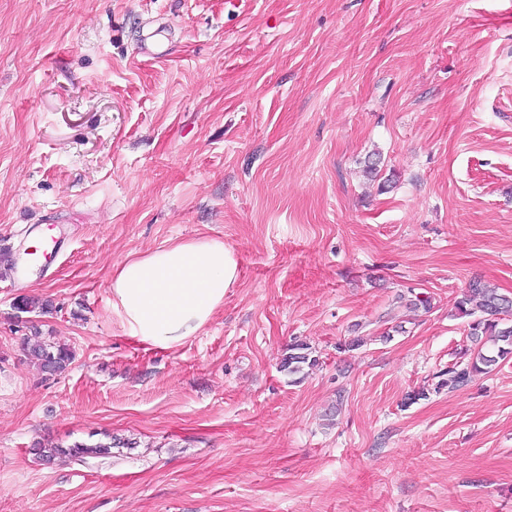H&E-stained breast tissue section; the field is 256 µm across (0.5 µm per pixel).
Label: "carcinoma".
Instances as JSON below:
<instances>
[{
	"label": "carcinoma",
	"mask_w": 512,
	"mask_h": 512,
	"mask_svg": "<svg viewBox=\"0 0 512 512\" xmlns=\"http://www.w3.org/2000/svg\"><path fill=\"white\" fill-rule=\"evenodd\" d=\"M13 308L19 313H33L50 308V303L37 298L20 297ZM457 315L470 317L469 335L477 340L489 336L497 345V350L486 354L477 352L466 364L455 363L444 372L446 379L438 383L437 388L446 387L456 390L468 385L479 374H487L499 360L512 354V301L499 295L496 289L480 280L469 283L467 294L456 301ZM29 334L23 337L28 355L37 362L44 371L61 373L74 361L75 353L70 346L60 344L43 335L40 328L33 324L28 327ZM310 363L306 347L294 344L282 359V368L290 375H296L303 365ZM137 441L133 438H117L108 436L104 440L92 443L75 442L68 446L59 444H40L34 451L39 458L52 461L70 459L87 462L90 459L112 456V449H134Z\"/></svg>",
	"instance_id": "obj_1"
}]
</instances>
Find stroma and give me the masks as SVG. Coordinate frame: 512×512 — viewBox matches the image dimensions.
Wrapping results in <instances>:
<instances>
[{"label":"stroma","instance_id":"stroma-1","mask_svg":"<svg viewBox=\"0 0 512 512\" xmlns=\"http://www.w3.org/2000/svg\"><path fill=\"white\" fill-rule=\"evenodd\" d=\"M201 238L236 284L141 345L113 267ZM474 279L512 299V0H0V512H512V357L437 386ZM29 334L23 337L28 355L37 362L43 371L61 373L74 361L75 353L70 346L54 342L50 336H43L40 328L28 326ZM306 347L300 344L292 345L288 351V354L282 359V365L284 371H287L288 375H296L303 369L304 364H308L310 361L309 353L303 352ZM298 351V352H294ZM138 442L133 438H117L107 436L106 440L92 443L75 442L68 446L59 444H39L34 451L39 458L46 461L56 459H70L86 463L90 459L112 457L113 448L134 449Z\"/></svg>","mask_w":512,"mask_h":512}]
</instances>
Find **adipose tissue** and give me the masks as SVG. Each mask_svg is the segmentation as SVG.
I'll return each instance as SVG.
<instances>
[{"label": "adipose tissue", "mask_w": 512, "mask_h": 512, "mask_svg": "<svg viewBox=\"0 0 512 512\" xmlns=\"http://www.w3.org/2000/svg\"><path fill=\"white\" fill-rule=\"evenodd\" d=\"M237 279L223 242H177L115 265L112 308L138 342L169 350L212 320Z\"/></svg>", "instance_id": "1"}]
</instances>
